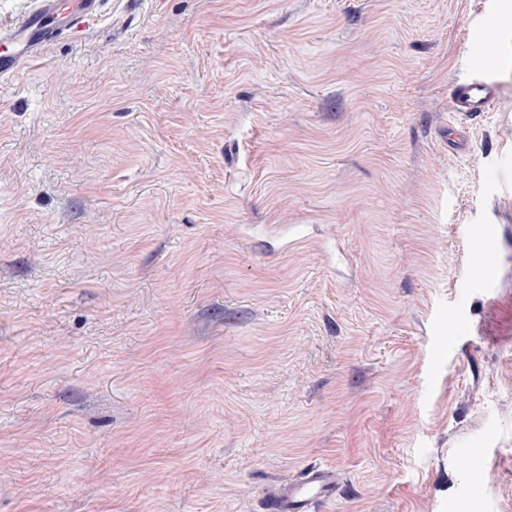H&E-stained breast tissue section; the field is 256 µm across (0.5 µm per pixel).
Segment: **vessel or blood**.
<instances>
[{"mask_svg": "<svg viewBox=\"0 0 512 512\" xmlns=\"http://www.w3.org/2000/svg\"><path fill=\"white\" fill-rule=\"evenodd\" d=\"M100 0H37L36 9L17 27L0 29V80L15 77L22 66L37 58L58 36L71 34L96 16ZM489 79L459 87L454 101L458 112H479L494 98ZM336 484L334 470L327 466L307 467L271 503L273 512H308L314 500L330 495Z\"/></svg>", "mask_w": 512, "mask_h": 512, "instance_id": "b4317fda", "label": "vessel or blood"}]
</instances>
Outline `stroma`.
<instances>
[{
    "instance_id": "obj_1",
    "label": "stroma",
    "mask_w": 512,
    "mask_h": 512,
    "mask_svg": "<svg viewBox=\"0 0 512 512\" xmlns=\"http://www.w3.org/2000/svg\"><path fill=\"white\" fill-rule=\"evenodd\" d=\"M1 242L0 512H512V0H102ZM496 93L495 86L484 78L459 87L454 101L456 112H481ZM336 484V474L328 466L307 467L301 477L289 483L274 498L271 508L274 512H308L316 499L330 495Z\"/></svg>"
}]
</instances>
